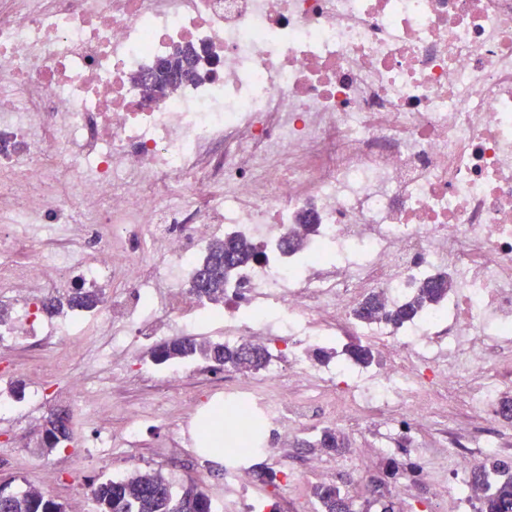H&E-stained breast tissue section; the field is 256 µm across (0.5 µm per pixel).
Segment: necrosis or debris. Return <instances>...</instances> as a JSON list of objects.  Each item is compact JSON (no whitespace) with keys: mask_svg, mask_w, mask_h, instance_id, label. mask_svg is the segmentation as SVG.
Masks as SVG:
<instances>
[{"mask_svg":"<svg viewBox=\"0 0 512 512\" xmlns=\"http://www.w3.org/2000/svg\"><path fill=\"white\" fill-rule=\"evenodd\" d=\"M189 54L196 75L151 97L155 64ZM64 231L68 242L38 249ZM0 346L72 336L85 320L162 343L281 337L287 358L243 370L229 394L294 437L313 398L334 419L380 418L398 439L449 423L442 396L497 413L512 360V0H0ZM298 235L302 250L284 254ZM266 258L215 302L192 280L211 244ZM448 273L447 297L396 326L356 317L400 305ZM104 291L37 315L58 279ZM129 292L106 294L116 279ZM388 348L375 369L316 361L349 339ZM275 392L261 389V382ZM429 476L476 496L448 430Z\"/></svg>","mask_w":512,"mask_h":512,"instance_id":"4bbe7bcc","label":"necrosis or debris"}]
</instances>
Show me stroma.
Instances as JSON below:
<instances>
[{
	"mask_svg": "<svg viewBox=\"0 0 512 512\" xmlns=\"http://www.w3.org/2000/svg\"><path fill=\"white\" fill-rule=\"evenodd\" d=\"M105 350L127 370L120 387H113L109 366L98 360ZM151 360V348L138 338L129 337L126 346L116 351L109 333L91 325L84 326L78 336L59 337L46 344L26 340L0 350V381L20 384L26 392L35 388L42 395L36 409L23 404L16 412L0 415V484L15 492L28 490L34 475L51 471L54 483L47 495L71 512L80 504L92 507L91 484L135 471L159 472L175 485H198L212 501L222 502L223 512H241L236 499L224 492L223 453L209 450L203 442L204 413H187L195 399L206 401L211 408L223 404L226 373H213L206 362L196 360L191 374L171 380L166 365L159 364L156 378L146 380L140 376L141 366ZM75 381L83 383L95 399L108 403L111 414L102 418L73 409L67 391ZM142 405L159 409L162 418L145 424L140 442L123 445L131 412ZM53 413L68 417L73 437L51 449L43 445L41 434ZM184 427L191 443L182 447L174 439ZM98 430L111 434V450L98 453L89 448ZM342 432L349 447L341 457L308 447L298 438L286 441L268 435L269 447L279 449L280 454L262 459L261 464L278 479L256 483L258 493L276 502L279 512H317L314 489L325 482L353 496L357 512H380L386 503L393 505L394 512H452L455 490L451 483L437 490L427 478L407 477L401 468L407 457L401 449L379 454L374 424L346 426ZM345 458L365 464L363 477L342 466Z\"/></svg>",
	"mask_w": 512,
	"mask_h": 512,
	"instance_id": "obj_1",
	"label": "stroma"
}]
</instances>
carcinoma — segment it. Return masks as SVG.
Masks as SVG:
<instances>
[{
	"label": "carcinoma",
	"instance_id": "cac0c4a2",
	"mask_svg": "<svg viewBox=\"0 0 512 512\" xmlns=\"http://www.w3.org/2000/svg\"><path fill=\"white\" fill-rule=\"evenodd\" d=\"M187 57L179 55L170 60L171 69L158 70L148 78L156 94H165L175 87L172 71L183 68ZM264 258V250L244 238L231 237L216 241L210 248L203 269L217 272L209 282L206 295L213 301L224 298V281L236 271L252 262ZM451 284L448 276L438 275L425 281L403 304L387 312L394 325H401L425 308L439 302L448 294ZM100 303L96 293L76 288L62 298H51L42 303V309L50 313H61L66 308L91 309ZM382 313L377 298L370 297L359 305L356 315L362 320H373ZM342 353L363 365L373 362L370 347L357 341L343 345ZM159 364L170 360L202 359L217 370L239 367L259 371L270 359L267 350L261 346H229L218 342H198L191 336H176L160 345L153 353ZM72 430L67 419L52 415L46 423L44 437L53 448L62 441L71 439ZM310 447L323 448L335 453L348 447L346 438L333 428L324 427ZM474 483L480 485V506L478 512H512V461L493 457L489 465L474 470ZM318 512H338L341 504L349 505L352 498L334 486L321 485L315 488ZM96 512H213L208 495L198 486L190 484L179 491L162 474L156 472H135L118 480L109 479L95 484L91 489ZM0 503L6 512H64L63 506L45 497L38 491L22 494L0 487Z\"/></svg>",
	"mask_w": 512,
	"mask_h": 512
}]
</instances>
